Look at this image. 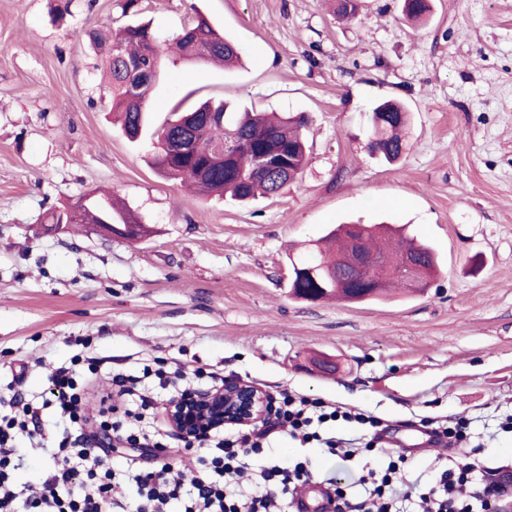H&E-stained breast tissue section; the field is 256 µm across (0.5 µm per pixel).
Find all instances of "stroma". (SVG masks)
Here are the masks:
<instances>
[{"label": "stroma", "instance_id": "stroma-1", "mask_svg": "<svg viewBox=\"0 0 512 512\" xmlns=\"http://www.w3.org/2000/svg\"><path fill=\"white\" fill-rule=\"evenodd\" d=\"M124 0H0V397L91 354L87 409L113 373L163 358L366 413L381 429L466 422L487 477L512 472V0H142L165 38L203 15L242 50L227 70L166 62L130 141L106 110L102 52L74 31L128 23ZM411 115L389 164L366 147L384 100ZM226 100L305 114L308 163L279 196L196 198L151 163L175 111ZM117 194L151 233L127 242L50 212ZM384 222L431 246L422 291L307 302L289 257L336 225Z\"/></svg>", "mask_w": 512, "mask_h": 512}]
</instances>
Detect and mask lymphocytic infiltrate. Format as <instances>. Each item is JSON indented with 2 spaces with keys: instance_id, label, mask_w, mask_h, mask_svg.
Masks as SVG:
<instances>
[{
  "instance_id": "lymphocytic-infiltrate-1",
  "label": "lymphocytic infiltrate",
  "mask_w": 512,
  "mask_h": 512,
  "mask_svg": "<svg viewBox=\"0 0 512 512\" xmlns=\"http://www.w3.org/2000/svg\"><path fill=\"white\" fill-rule=\"evenodd\" d=\"M181 369H168L166 360L154 359L137 373H116L112 389L120 400L122 414L110 427L126 448L153 449L150 466L131 465L126 470L135 483L138 498L118 491L113 473L97 448L61 439L56 449L61 460L36 484L26 497H19L8 476L17 456L15 431L42 433L43 407L14 395L13 416L0 415V512H285L289 496L312 479L310 462H288L268 455L267 450L281 434L288 433L301 444L319 442L325 455L348 462L356 452L345 439L328 434L336 422L373 424V417L354 413L319 399L281 392L272 421L252 429H225L213 432L193 451L201 474L185 484L171 473L177 455L157 434L147 431L145 414L155 402L146 393L147 384L167 388L183 379ZM49 399L69 422L83 425L77 374L60 364L49 368ZM405 457L389 460L385 467L366 468L350 482L329 475L322 483L333 492L335 512H412L414 501L427 512H492L485 495L462 498L464 486L484 483L485 474L477 462L457 464L437 470L432 484L411 483L403 478Z\"/></svg>"
}]
</instances>
